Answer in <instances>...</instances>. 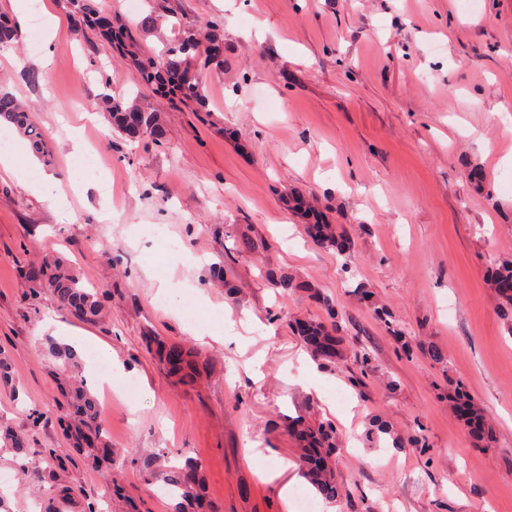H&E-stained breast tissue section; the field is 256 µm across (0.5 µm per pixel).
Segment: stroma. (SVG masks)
Returning a JSON list of instances; mask_svg holds the SVG:
<instances>
[{
	"label": "stroma",
	"mask_w": 512,
	"mask_h": 512,
	"mask_svg": "<svg viewBox=\"0 0 512 512\" xmlns=\"http://www.w3.org/2000/svg\"><path fill=\"white\" fill-rule=\"evenodd\" d=\"M99 3L133 21L163 14L138 34L153 57L223 17L224 66L199 69L207 109L195 111L142 84L61 0L58 35L28 25L0 49V89L34 105L52 153L18 157L25 181L0 172V350L13 379L0 382V424L28 434L25 453L0 448V469L15 475L10 512L57 484L82 491L59 512H126L62 434L46 350L76 337L140 512L173 500L134 460L165 469L188 457L215 512H285L264 475L300 473L296 418L337 432V512H512V307L488 282L512 259V0ZM106 91L139 92L158 134L113 131L98 106ZM90 151L103 169L81 167ZM296 199L347 225L350 250L311 237ZM47 256L97 289L95 322L31 295L23 272ZM219 263L235 294L212 280ZM284 275L294 287L279 286ZM167 282L183 285L180 305L160 303ZM314 288L336 308L345 357L333 367L305 359L292 329L327 321ZM149 333L198 349L193 385L146 351ZM102 345L122 376L100 362ZM457 391L484 409L492 444L457 417ZM418 432L428 451L411 446Z\"/></svg>",
	"instance_id": "stroma-1"
}]
</instances>
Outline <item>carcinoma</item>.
Segmentation results:
<instances>
[{
    "label": "carcinoma",
    "instance_id": "cac0c4a2",
    "mask_svg": "<svg viewBox=\"0 0 512 512\" xmlns=\"http://www.w3.org/2000/svg\"><path fill=\"white\" fill-rule=\"evenodd\" d=\"M67 7L74 21L93 28L100 37L135 59L145 83L155 86L157 91L165 95L205 104L204 90L196 71L201 64L208 67L223 61L224 49L220 36L213 35L203 47L194 35L189 34L167 45L158 59H139L130 24L116 15L101 11L96 0H67ZM17 36L18 30L12 18L0 14V48L12 43ZM98 106L107 112L112 127L131 139L151 135L157 129V113L137 99L123 101L106 94L101 97ZM29 112L30 109L12 94L0 91V121L18 128L48 159L50 151L44 147V135L31 123ZM495 276L508 283L500 296L512 304V262L500 263ZM27 279L31 284V294L37 296L43 290L49 291L55 296L58 307L67 314L84 321H93L98 317L99 301L96 294L85 288L79 277L56 258L48 256L31 267ZM298 332L316 355L328 358L336 356V339L324 326L302 322ZM144 342L147 351L155 352L172 375L181 380L197 378L192 353L183 345L169 343L152 335L144 337ZM49 356L54 361H62L65 382L69 386L63 402L66 432L70 434L77 453L84 455L94 468L106 469L103 478L110 488L117 480L119 467L112 456V447L104 437L100 406L80 375L77 356L67 347H56ZM292 432L305 445H316L315 457L308 462L307 478L326 498H336V476L329 466V459L336 449V430L329 425L313 428L298 422ZM25 444L24 434L0 427L1 448H12L22 454ZM140 473L149 484L162 479L167 493L175 500L174 512H202L205 492L201 465L189 461L182 467L160 473L154 462L150 461L141 465Z\"/></svg>",
    "mask_w": 512,
    "mask_h": 512
}]
</instances>
